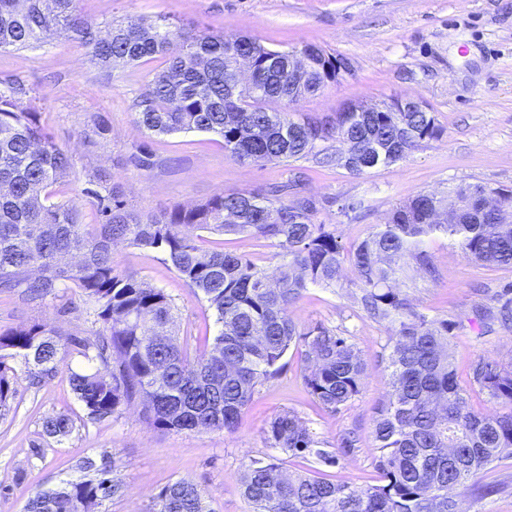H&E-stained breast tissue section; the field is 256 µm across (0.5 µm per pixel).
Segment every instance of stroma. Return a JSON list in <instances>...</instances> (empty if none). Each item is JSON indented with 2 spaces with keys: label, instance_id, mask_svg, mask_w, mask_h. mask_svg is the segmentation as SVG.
<instances>
[{
  "label": "stroma",
  "instance_id": "35a3bbf8",
  "mask_svg": "<svg viewBox=\"0 0 512 512\" xmlns=\"http://www.w3.org/2000/svg\"><path fill=\"white\" fill-rule=\"evenodd\" d=\"M79 11L103 31L163 14L189 33L249 35L275 50L315 44L347 59L350 73L298 102L273 103V110L325 120L348 103L379 107L411 96L434 112L442 128L440 137L423 141L403 160L362 174L338 161L344 147L332 140L324 165L311 156L243 165L219 137L155 135L137 125L134 101L160 60L105 70L87 46L66 37L2 50L0 82L18 79L32 88L46 131L72 157L71 177L51 192L54 200L78 205L83 223L96 221L85 190L89 173L99 169L111 173L129 208L142 215L191 207L221 192H252L273 201L304 195L317 204L314 222L331 225L347 245L418 194H444L464 183L512 190V0H79ZM98 121L109 132L93 145L88 137ZM143 151L150 166L138 161ZM355 201L360 210L342 212V204ZM429 252L435 277L407 283L402 292L414 310L455 323L450 349L458 381L474 411H494L489 396L473 386L472 371L482 360L512 364V330L480 318L496 308L502 285L512 283V269L466 260L443 237L430 242ZM112 257L119 270L171 298L175 328L190 356L210 349L217 331L212 312L163 254L121 243ZM92 311L85 297L69 290L42 302L0 293V332L44 322L92 339L104 330ZM288 314L302 327L321 325L348 337L366 363L361 392L346 406L328 411L308 392L302 345L289 350L281 376L257 386L232 433L155 427L137 401L93 421L67 372L38 386L21 377L0 416V512H24L36 490L80 479L87 457L110 461V476L122 487L121 495L100 501L93 512H154L160 491L180 479L198 487L209 512H253L240 493V474L250 459L271 455L266 430L286 410L295 411L320 449L336 458L330 465L313 454H286L287 470L360 489L379 484L380 451L371 428L391 397L388 328L366 316L351 288L309 289ZM60 412L72 415V432L47 436L44 418ZM349 432L356 434V446L341 447ZM462 495L466 512H512V457L477 473Z\"/></svg>",
  "mask_w": 512,
  "mask_h": 512
}]
</instances>
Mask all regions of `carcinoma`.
Returning <instances> with one entry per match:
<instances>
[{
    "instance_id": "obj_1",
    "label": "carcinoma",
    "mask_w": 512,
    "mask_h": 512,
    "mask_svg": "<svg viewBox=\"0 0 512 512\" xmlns=\"http://www.w3.org/2000/svg\"><path fill=\"white\" fill-rule=\"evenodd\" d=\"M78 0H0V50L25 49L62 36L81 40L106 68L160 57L164 66L136 99L138 123L154 134L202 132L219 136L241 164L320 156L322 144L345 145V157L373 154L378 165L404 159L422 141L440 136L432 112H338L331 124H311L292 113L270 112L274 100L314 95L336 81L335 58L307 46L311 71L299 83L288 72L287 50H271L247 36L189 34L164 15L113 26L102 37L78 11ZM73 171L69 154L43 129L31 89L0 84V293L30 301L70 288L92 300L105 334L94 341L62 327L32 323L0 333V411L15 389L6 362L18 361L31 385L55 377L74 350L85 366L70 370L77 400L94 420L117 414L136 398L152 424L168 430L231 432L258 384L278 376L282 360L300 342L313 368L303 376L310 394L336 411L360 392L366 366L346 337L323 326L304 329L288 306L310 288H341L342 264L371 319L393 331L389 355L393 397L373 419L382 483L358 489L312 474L280 471L278 458H254L240 490L254 512H465L454 491L480 470L512 456V370L495 361L473 368V383L504 412L476 413L458 382L448 349L456 326L411 309L400 282L431 276L427 243L445 237L469 261L512 267V192L482 184L458 185L442 199L419 194L397 206L365 238L344 248L326 224H316L310 198L272 202L254 193H219L191 208L160 215L126 208L110 173L98 170L86 193L98 223L84 224L70 201H51L49 188ZM213 236H259L278 248L272 275L222 247L203 249L182 227ZM123 241L159 251L202 295L218 325L211 348L191 358L174 331L173 305L160 288L115 269L112 245ZM489 321L512 318L509 290L499 294ZM115 358L112 372L92 364ZM65 414L43 420L51 437L72 432ZM271 448L299 455L318 448L293 411L277 415L266 431ZM85 476L29 499L26 512H88L120 486L110 465L82 462ZM156 512H208L197 486L177 480L158 496Z\"/></svg>"
}]
</instances>
